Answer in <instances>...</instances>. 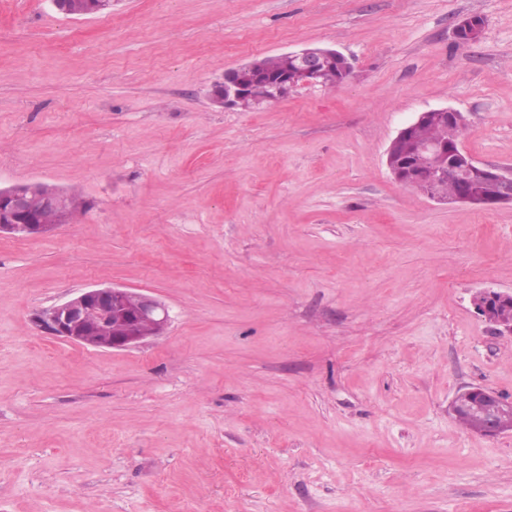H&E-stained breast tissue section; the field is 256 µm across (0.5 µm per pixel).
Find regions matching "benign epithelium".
<instances>
[{
    "mask_svg": "<svg viewBox=\"0 0 512 512\" xmlns=\"http://www.w3.org/2000/svg\"><path fill=\"white\" fill-rule=\"evenodd\" d=\"M484 19L470 16L454 26L455 36L470 44L481 39ZM285 67L269 74L252 61L224 73V80L215 84L212 103L228 108L245 101L254 103L275 94L282 96L298 85L322 83L326 68H339L337 84L349 80L352 65L339 51L331 48L305 47L282 53ZM429 121H439L457 130L465 126L464 116L452 109H430L403 126L391 141L386 164L395 180L424 185L423 194L442 200L439 191L442 179L453 173L460 188L447 201L487 209L503 203L512 204V171L475 161L454 139L446 144L415 143L404 153L402 143L410 142L414 130ZM68 194L42 184H19L0 189V233L20 236L44 234L67 222L72 212L65 205ZM473 306L485 320L512 333V315L501 308L512 307V293L483 289L473 296ZM38 326L62 340L102 351L124 350L143 341L165 335L170 316L159 299L142 291L126 288H88L62 303L42 310L36 317ZM487 403L486 435L502 433L496 421L501 399L493 392L474 387Z\"/></svg>",
    "mask_w": 512,
    "mask_h": 512,
    "instance_id": "7a95c632",
    "label": "benign epithelium"
}]
</instances>
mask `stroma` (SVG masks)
<instances>
[{
    "instance_id": "1",
    "label": "stroma",
    "mask_w": 512,
    "mask_h": 512,
    "mask_svg": "<svg viewBox=\"0 0 512 512\" xmlns=\"http://www.w3.org/2000/svg\"><path fill=\"white\" fill-rule=\"evenodd\" d=\"M311 46L351 79L211 103L225 71ZM442 107L512 170V0H0V188L87 203L0 234V512H512V430L450 411L471 387L512 401V334L472 304L512 292V205L386 165ZM101 287L158 298L166 335L38 327ZM484 28V19L475 15L459 20L454 26V33L461 42L470 44L481 39Z\"/></svg>"
}]
</instances>
